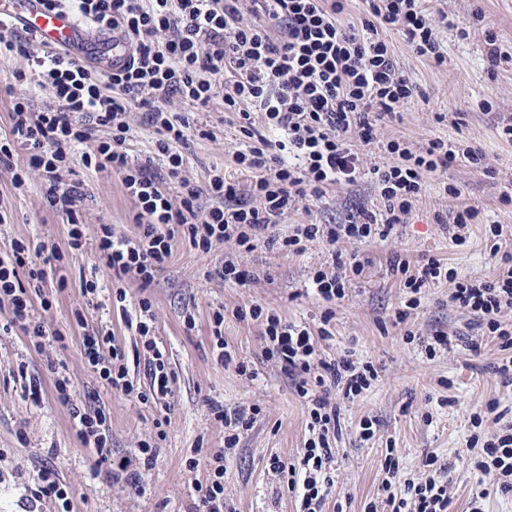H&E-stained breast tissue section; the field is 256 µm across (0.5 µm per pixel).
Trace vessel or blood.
Returning <instances> with one entry per match:
<instances>
[{
	"label": "vessel or blood",
	"mask_w": 512,
	"mask_h": 512,
	"mask_svg": "<svg viewBox=\"0 0 512 512\" xmlns=\"http://www.w3.org/2000/svg\"><path fill=\"white\" fill-rule=\"evenodd\" d=\"M18 14L37 43L46 49H71L85 41L81 28L69 15L46 11L39 0H0V19Z\"/></svg>",
	"instance_id": "1"
}]
</instances>
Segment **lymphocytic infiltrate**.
Instances as JSON below:
<instances>
[{"label": "lymphocytic infiltrate", "instance_id": "obj_1", "mask_svg": "<svg viewBox=\"0 0 512 512\" xmlns=\"http://www.w3.org/2000/svg\"><path fill=\"white\" fill-rule=\"evenodd\" d=\"M45 9L67 13L98 34H116L131 52L126 65L110 76V89L90 65L65 52H33L16 23L0 24V56L23 55L48 88L52 100L33 112L29 98L14 97L10 104L8 134L0 137V164L9 165L15 148L29 152V167L43 171L50 182L49 202L67 224L68 246H83L84 222L79 184L61 183L60 169L73 147L89 144L84 163L122 178L135 201L136 236H119L111 225L100 227L97 249L118 284L117 301H125L126 280L139 288L151 286L157 271L172 254L173 240L182 237L199 252L209 253L215 243L235 240L251 252L258 246H279L302 251L306 242L320 239L336 244L343 237L363 242L387 239L394 224L409 212L426 175L447 170L458 158L486 168L480 148L463 149L441 140L425 151L414 152L404 143L384 146L386 160L377 168L384 201L382 212L359 209L342 224H301L291 236L279 239L272 229L300 199L323 193L336 183H353L361 175L355 142L371 143L376 125L397 112L418 92L401 71L385 38L401 32L417 55L434 64L445 61L438 34L420 0H367L369 17L361 26L341 24L342 0H41ZM256 16L245 23L244 14ZM223 94L224 108L243 120L246 142L235 155L240 170L254 173L249 188L210 169L203 179L189 178L185 160L174 149L195 127L189 117H174L166 105L178 98L194 108L209 107ZM141 110L154 127L156 149L164 166L133 162L127 141L131 128L124 116ZM275 131L279 140L267 138ZM31 246L19 241L0 255V297L12 309V323L28 336L36 350L46 343H61V332H46L33 319L36 308H49L41 288L62 258L51 248L41 263L30 260ZM332 269L317 271L314 290L331 302L346 295L348 272H359V255L333 254ZM393 267L404 273L412 296L398 311L405 320L419 304L422 286L447 275L455 287L450 300L473 314L482 332L495 337L508 356L498 368L504 382H512V329L499 315L512 308V254L500 258L499 272L489 281H473L455 271H443L437 260L410 269L395 257ZM251 320L260 322L266 358L296 379L297 393L308 414L310 436L300 459L288 463L272 459L271 470L285 477L295 492L299 512H323L335 482L336 451L329 434L336 427L335 394L352 399L368 389L377 374L372 364L343 357L326 360L305 326L282 320L262 304L251 305ZM136 328L147 336L148 390L134 386L124 365L125 355L111 334L82 339L83 355L91 371L112 389L148 402L172 396L174 375L149 334L153 303L143 297L135 311ZM55 391L71 407V418L83 444L93 446L97 465L115 464L127 486L138 489L141 473L131 460L112 462L106 434L107 417L101 410L75 401L68 377L57 375ZM436 456L423 459L425 472L418 480H404L398 461L386 458L381 488L390 512H448V485L435 467ZM475 466L492 476L491 489L476 492L468 512H485L490 491L512 492V424L484 441ZM206 483L196 485L189 512H237L224 495V455L215 453Z\"/></svg>", "mask_w": 512, "mask_h": 512}]
</instances>
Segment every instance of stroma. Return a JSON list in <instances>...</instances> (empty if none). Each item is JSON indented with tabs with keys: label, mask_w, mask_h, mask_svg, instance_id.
<instances>
[{
	"label": "stroma",
	"mask_w": 512,
	"mask_h": 512,
	"mask_svg": "<svg viewBox=\"0 0 512 512\" xmlns=\"http://www.w3.org/2000/svg\"><path fill=\"white\" fill-rule=\"evenodd\" d=\"M427 8L445 52L437 66L418 57L405 36L386 34L393 57L404 74L417 85L419 94L400 115L378 123L373 143L356 144L363 175L357 182L329 186L321 197L300 201L286 214L277 230L288 235L298 224H338L356 209H383L380 190L371 174L384 160L383 147L399 140L416 150L435 139L458 147L482 149L492 173L458 161L446 174L426 179L409 213L402 216L386 240H339L336 246L315 240L304 251L288 253L275 247L246 252L235 241L214 245L202 255L178 241L166 265L147 290L136 282L126 284L125 302H117L109 271L96 253L100 227L131 236L136 231L134 201L126 194L120 176L85 167L81 150L70 155L69 181L81 183L84 201L85 244L71 250L61 214L47 200L48 183L41 171L30 170L26 186L15 190L7 169L0 166V253L11 251L15 241L56 245L63 255L65 288L48 279L53 290L49 310L35 317L47 331H60L64 345L37 351L19 328L10 324L8 303L0 302V512H57L54 503L31 504L30 490L43 465L53 466L63 483L73 488L74 512H187L196 484L206 482L205 464L224 448V426L208 410L216 399L230 407L252 406L261 413L254 426L241 436L228 462L224 494L238 512H297L294 493L268 467L270 458L296 460L309 436L308 420L294 382L263 353L261 328L256 321L240 319L237 309L260 303L282 319L319 327L325 310H332V337L323 342L320 355H343L371 362L378 371L368 390L354 401H340L339 423L332 442L336 450L333 478L335 491L324 512H364L376 501L386 454L398 458L409 476H416L425 456H437L448 481V512H466L472 495L479 491L481 473L475 467L476 449L471 435L487 438L495 430L492 421L473 427L471 417L484 413L487 403L512 409V385L503 384L497 367L504 354L496 339L482 338L479 352L453 344L428 356L421 336L437 330L449 335L477 336L472 315L450 300L449 279L428 281L421 289V304L404 322L396 314L408 300L404 278L391 267L394 255L410 264L433 258L445 268L474 280L493 278L499 259L494 249L512 253V142L500 132L512 123V0H428ZM482 23H474L475 12ZM466 28L459 37L458 28ZM495 44H488V36ZM498 47L505 54L497 70H490L488 51ZM24 56L0 57V133L9 127L11 95L28 96L35 108L49 97L40 91L36 77L28 73ZM24 81H17L18 73ZM170 112L194 113L208 125L212 137L195 135L177 145L186 161V174L203 178L218 166L241 184L253 176L240 171L234 155L243 145L237 114L225 111L223 98H214L205 112L173 100ZM456 194H448V187ZM471 207L479 215L469 224L462 244H454L445 228L458 210ZM501 235H493L492 225ZM360 254L363 267L352 275L344 299L328 303L309 293L312 277L328 268L332 251ZM234 259L255 275L241 286L225 282L214 271L224 260ZM97 280V302L84 296L82 280ZM153 302V338L164 351L175 381L168 406L141 403L99 382L82 353V338L108 327L125 352L132 380L147 386L144 362L138 357L142 339L125 322L122 309H134L141 297ZM223 310L222 334L235 360H245L255 377L239 375L232 364L221 363L212 349L215 310ZM194 327H187L186 316ZM479 336V335H478ZM64 366L77 393L95 390V403L109 422L113 459L135 457L141 442L158 448L154 463L141 471L139 490H132L108 472L92 476L95 455L85 447L72 425L70 409L57 397L48 359ZM41 384L39 399L26 391L30 380ZM372 420L371 439L360 436L364 420ZM198 457L200 464L187 471L185 463Z\"/></svg>",
	"instance_id": "obj_1"
}]
</instances>
